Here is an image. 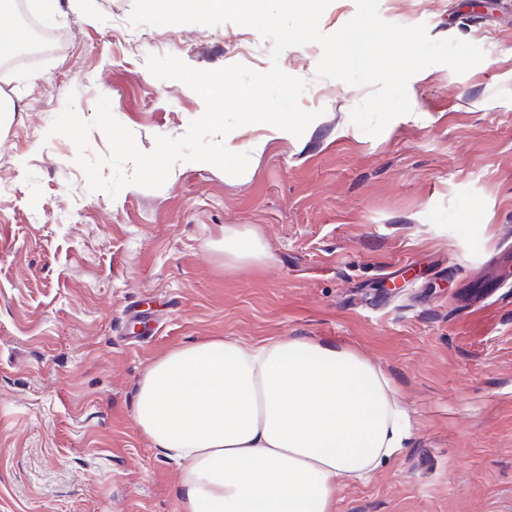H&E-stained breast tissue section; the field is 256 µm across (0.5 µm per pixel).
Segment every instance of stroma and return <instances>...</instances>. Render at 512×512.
<instances>
[{
  "instance_id": "obj_1",
  "label": "stroma",
  "mask_w": 512,
  "mask_h": 512,
  "mask_svg": "<svg viewBox=\"0 0 512 512\" xmlns=\"http://www.w3.org/2000/svg\"><path fill=\"white\" fill-rule=\"evenodd\" d=\"M133 0H56L37 13L70 36L21 69L0 115V512H180L181 467L137 427L135 386L168 351L215 336L329 338L393 382L412 430L366 483L337 481L336 512H512V0H380L389 22L479 45L462 75L429 66L410 114L378 136L350 121L370 92L316 76L322 49L285 50L321 110L302 136L230 132L238 177L178 163L158 190L88 187L75 144L49 135L74 96H99L149 152L204 112L148 54L264 72L253 28L170 24L129 40ZM263 142L254 152V142ZM228 226L270 258L224 265Z\"/></svg>"
}]
</instances>
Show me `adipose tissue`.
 Masks as SVG:
<instances>
[{
	"label": "adipose tissue",
	"mask_w": 512,
	"mask_h": 512,
	"mask_svg": "<svg viewBox=\"0 0 512 512\" xmlns=\"http://www.w3.org/2000/svg\"><path fill=\"white\" fill-rule=\"evenodd\" d=\"M268 258L253 230L225 228V266ZM134 412L182 463V512H334L338 478L368 481L411 431L379 368L308 336L174 349L137 383Z\"/></svg>",
	"instance_id": "ef3b65f1"
}]
</instances>
